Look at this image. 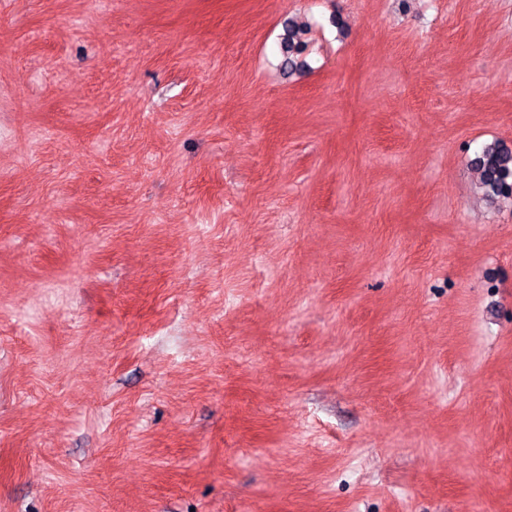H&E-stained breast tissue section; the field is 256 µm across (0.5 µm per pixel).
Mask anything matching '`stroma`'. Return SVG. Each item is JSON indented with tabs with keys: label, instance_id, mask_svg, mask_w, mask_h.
<instances>
[{
	"label": "stroma",
	"instance_id": "1",
	"mask_svg": "<svg viewBox=\"0 0 512 512\" xmlns=\"http://www.w3.org/2000/svg\"><path fill=\"white\" fill-rule=\"evenodd\" d=\"M495 141L512 0H0V512H512ZM280 49L283 57L282 65L289 73L301 72L308 68L306 51L308 30L305 26L289 19L283 28ZM480 172L481 184L488 196L512 197V149L495 142L484 146L471 159Z\"/></svg>",
	"mask_w": 512,
	"mask_h": 512
}]
</instances>
